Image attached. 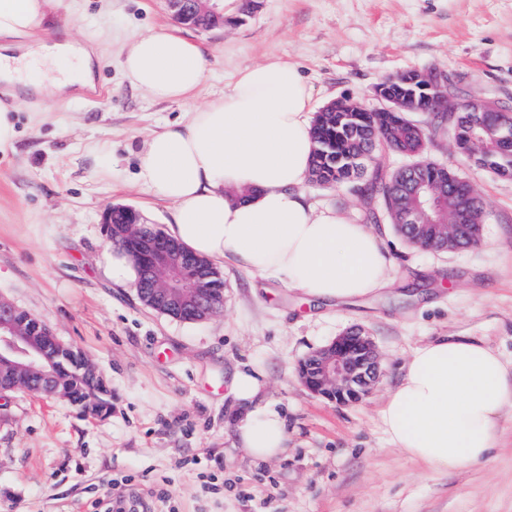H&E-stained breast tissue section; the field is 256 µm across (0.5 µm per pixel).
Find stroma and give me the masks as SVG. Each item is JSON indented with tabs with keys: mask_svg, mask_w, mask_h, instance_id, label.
Instances as JSON below:
<instances>
[{
	"mask_svg": "<svg viewBox=\"0 0 512 512\" xmlns=\"http://www.w3.org/2000/svg\"><path fill=\"white\" fill-rule=\"evenodd\" d=\"M175 24L163 0H63L37 26L65 30L93 51V100L69 88L20 97L13 150L0 153V300L47 322L82 351L112 393L95 418L69 403L0 391V512H512V405L500 439L477 465L443 472L409 459L385 434L380 411L415 349L435 336L483 338L512 361V177L478 166L445 126L428 160L456 169L487 218L480 243L459 251L413 246L377 200L313 183L318 208L348 211L377 231L393 281L378 296L313 308L287 287L225 258L224 307L185 322L145 307L135 284L102 266L103 216L128 205L168 230L170 203L138 179L149 136L223 94L236 73L272 57L297 65L314 109L350 97L378 108L376 86L410 70L454 76L456 101L512 109V0H256L251 16L180 33L211 54L195 97L152 100L123 77L116 33ZM176 25V24H175ZM112 146L111 157L95 152ZM352 326L374 338L381 377L354 405L314 396L298 362ZM255 371L259 400L286 418L288 448L253 460L237 441L230 393Z\"/></svg>",
	"mask_w": 512,
	"mask_h": 512,
	"instance_id": "stroma-1",
	"label": "stroma"
}]
</instances>
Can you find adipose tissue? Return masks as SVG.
I'll list each match as a JSON object with an SVG mask.
<instances>
[{
    "label": "adipose tissue",
    "mask_w": 512,
    "mask_h": 512,
    "mask_svg": "<svg viewBox=\"0 0 512 512\" xmlns=\"http://www.w3.org/2000/svg\"><path fill=\"white\" fill-rule=\"evenodd\" d=\"M58 0H0V37L19 55L0 58L11 83L40 72L50 89L85 70L87 53L57 42L27 47ZM124 78L154 100L193 97L210 72L206 51L163 28L124 36ZM312 89L281 58L240 70L224 95L150 137L138 157L143 185L174 206L169 235L214 265L225 257L326 301L374 295L391 282L385 243L350 214L317 208L304 186L315 149ZM260 379L240 371L232 393L244 417L238 441L257 460L287 442L278 411L258 402ZM512 399V365L472 337L450 334L418 347L380 418L390 443L440 471L487 459Z\"/></svg>",
    "instance_id": "ef3b65f1"
}]
</instances>
